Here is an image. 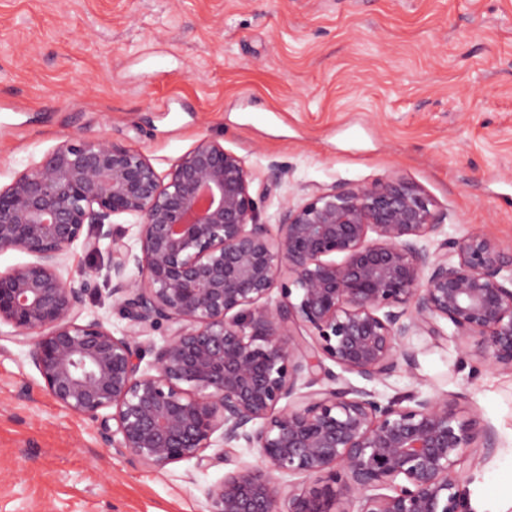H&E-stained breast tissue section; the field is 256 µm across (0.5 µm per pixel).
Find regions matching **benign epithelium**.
Masks as SVG:
<instances>
[{
    "instance_id": "7a95c632",
    "label": "benign epithelium",
    "mask_w": 512,
    "mask_h": 512,
    "mask_svg": "<svg viewBox=\"0 0 512 512\" xmlns=\"http://www.w3.org/2000/svg\"><path fill=\"white\" fill-rule=\"evenodd\" d=\"M281 177L253 190L208 137L165 175L136 149L62 140L0 186V253L32 257L0 271V325L31 345L60 406L145 467L201 464L217 432L255 449L257 465L207 488L206 512H470L464 464L499 440L462 414L466 395L385 401L346 375L413 368L412 336L472 341L512 373V254L483 233L444 236L433 201L392 178L287 201L271 226L259 203ZM116 215L136 219V245L103 232ZM102 238L130 320L119 336L80 322L86 273L78 288L64 275L77 241L95 253Z\"/></svg>"
}]
</instances>
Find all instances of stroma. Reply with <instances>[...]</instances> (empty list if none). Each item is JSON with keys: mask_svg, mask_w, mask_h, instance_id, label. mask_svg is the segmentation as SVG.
Returning <instances> with one entry per match:
<instances>
[{"mask_svg": "<svg viewBox=\"0 0 512 512\" xmlns=\"http://www.w3.org/2000/svg\"><path fill=\"white\" fill-rule=\"evenodd\" d=\"M74 135L142 152L158 173L199 139L242 157L262 205L382 178L409 182L458 237L512 251V0H0V185ZM85 319H129L102 277ZM417 366L381 397L464 392L500 448L467 462L491 512L512 496V374L473 344L411 337ZM249 448L199 467H143L58 405L28 347L0 337V512H206Z\"/></svg>", "mask_w": 512, "mask_h": 512, "instance_id": "obj_1", "label": "stroma"}]
</instances>
